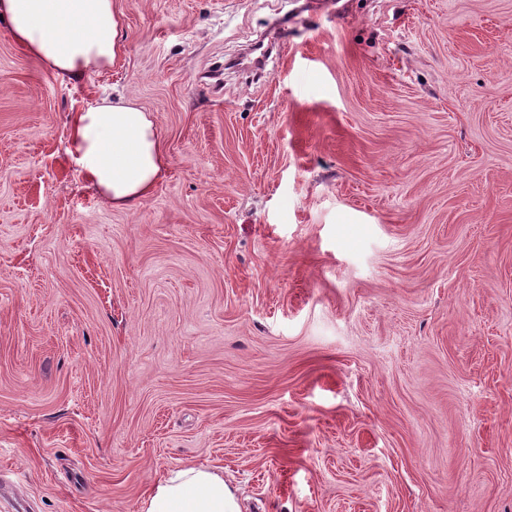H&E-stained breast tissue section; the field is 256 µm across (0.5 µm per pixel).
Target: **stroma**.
<instances>
[{
  "label": "stroma",
  "mask_w": 512,
  "mask_h": 512,
  "mask_svg": "<svg viewBox=\"0 0 512 512\" xmlns=\"http://www.w3.org/2000/svg\"><path fill=\"white\" fill-rule=\"evenodd\" d=\"M75 84L0 22V512H512V0H117ZM149 112L106 205L72 112ZM68 150L112 209L130 210L156 190L169 166L150 116L133 101L103 99L70 118ZM140 512H241L224 475L205 467H187L156 481Z\"/></svg>",
  "instance_id": "35a3bbf8"
}]
</instances>
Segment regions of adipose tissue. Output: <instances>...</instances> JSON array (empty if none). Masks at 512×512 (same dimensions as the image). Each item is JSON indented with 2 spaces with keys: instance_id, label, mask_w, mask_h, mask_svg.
<instances>
[{
  "instance_id": "adipose-tissue-1",
  "label": "adipose tissue",
  "mask_w": 512,
  "mask_h": 512,
  "mask_svg": "<svg viewBox=\"0 0 512 512\" xmlns=\"http://www.w3.org/2000/svg\"><path fill=\"white\" fill-rule=\"evenodd\" d=\"M123 13L115 0H0L13 40L46 69L71 82L124 54ZM69 154L112 209L148 199L169 166L149 114L134 102L102 100L72 113ZM140 512H241L223 474L187 467L156 481Z\"/></svg>"
}]
</instances>
